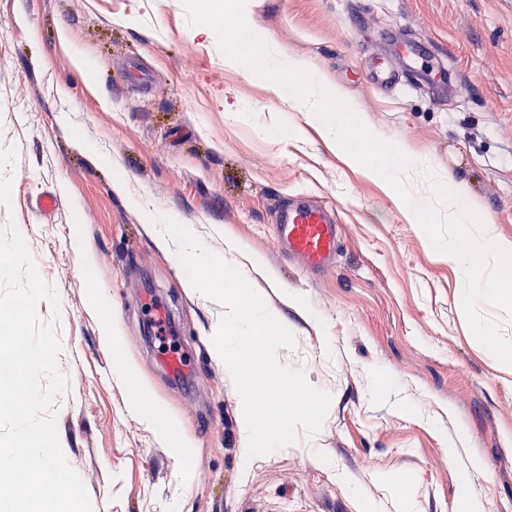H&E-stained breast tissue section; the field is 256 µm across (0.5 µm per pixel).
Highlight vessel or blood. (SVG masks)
<instances>
[{
	"label": "vessel or blood",
	"mask_w": 512,
	"mask_h": 512,
	"mask_svg": "<svg viewBox=\"0 0 512 512\" xmlns=\"http://www.w3.org/2000/svg\"><path fill=\"white\" fill-rule=\"evenodd\" d=\"M381 41L385 53L370 54L366 60L369 85L391 88L413 78L442 94L458 92L459 86L445 66L446 51L437 43L405 31L384 35ZM274 227L288 258L302 260L312 271L333 263L339 231L333 207L317 204L306 196L290 197L280 202Z\"/></svg>",
	"instance_id": "1"
}]
</instances>
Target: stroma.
Here are the masks:
<instances>
[{
	"mask_svg": "<svg viewBox=\"0 0 512 512\" xmlns=\"http://www.w3.org/2000/svg\"><path fill=\"white\" fill-rule=\"evenodd\" d=\"M244 13L274 57L418 156L408 198L447 213L433 183L452 176L512 243V0H247ZM401 29L446 46L464 93L363 81L376 35ZM48 192L59 204L44 215ZM298 194L339 210L336 261L319 275L283 259L272 232L275 202ZM152 211L229 266L228 237L258 257L248 280L296 337L279 363L332 397L317 434L247 458L212 341L225 303L191 285ZM11 222L58 293L37 314L61 346L58 435L93 512H462L466 477L485 512H512V365L473 336L462 269L298 100L226 66L181 0H0V227ZM146 296L172 319L167 339ZM165 342L190 361L186 382L166 373ZM119 364L170 429L132 411Z\"/></svg>",
	"mask_w": 512,
	"mask_h": 512,
	"instance_id": "stroma-1",
	"label": "stroma"
}]
</instances>
